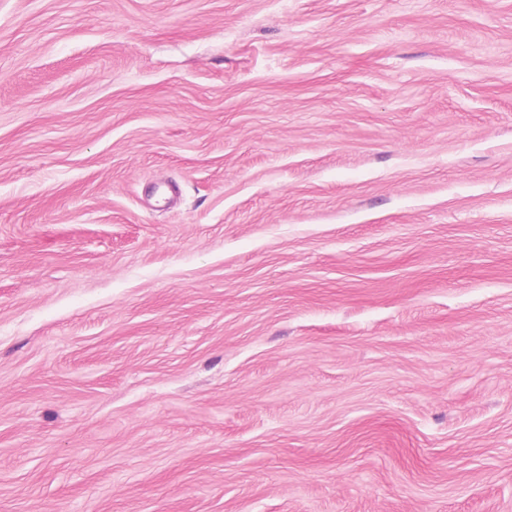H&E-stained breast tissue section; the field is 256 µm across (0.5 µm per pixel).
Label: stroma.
Wrapping results in <instances>:
<instances>
[{"mask_svg": "<svg viewBox=\"0 0 512 512\" xmlns=\"http://www.w3.org/2000/svg\"><path fill=\"white\" fill-rule=\"evenodd\" d=\"M0 512H512V0H0Z\"/></svg>", "mask_w": 512, "mask_h": 512, "instance_id": "obj_1", "label": "stroma"}]
</instances>
